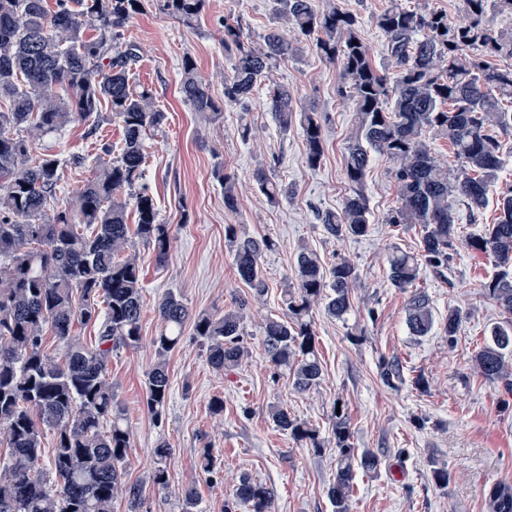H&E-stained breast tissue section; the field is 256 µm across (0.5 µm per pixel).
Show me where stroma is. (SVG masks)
Masks as SVG:
<instances>
[{"label": "stroma", "instance_id": "1", "mask_svg": "<svg viewBox=\"0 0 512 512\" xmlns=\"http://www.w3.org/2000/svg\"><path fill=\"white\" fill-rule=\"evenodd\" d=\"M355 14L360 36L375 65L388 71L385 39L375 17L389 0H318ZM241 24L249 45L261 43L266 30L279 24L277 0H206L197 19L186 22L165 8V0H147L143 11L123 28L124 42L137 46L140 61L132 79L150 91L164 114L145 139L146 160L139 181L158 207V220L169 227L171 251L158 261L141 240H133L141 268L143 312L137 347L114 351L107 376L124 407L131 434L125 481L142 487V512H182L181 491L193 486L196 512H224L241 474L274 491L272 512H333L326 495L336 472L332 451L315 452L273 423L272 407L332 437L334 404L343 402L355 448L382 457L377 472L357 473L350 512H484L483 491L496 482L512 483V394L482 379L473 356L489 328L499 322L493 301L482 285L497 271L492 260L465 244L495 218L498 193L512 187V152L505 155L489 204L481 214L458 209V236L444 275L422 268L416 283L430 299L435 325L425 336L407 325L408 292L388 279L393 248L421 253V230L391 224L399 204L393 162L373 155L362 191L370 210L367 236L335 238L319 214L339 210L352 188L344 158L355 126L353 103L340 92L339 66L321 59L311 45L298 57L270 69L255 86L247 106L224 108L221 115L195 111L180 92L182 61L192 57L200 78L216 101L224 99V79L234 63L224 49L225 22ZM285 85L297 106L315 107L323 117L325 157L321 167L305 166L300 126L282 128L268 107L272 87ZM249 137H242V129ZM121 120L105 113L96 132L77 121L43 137L35 151L63 159L60 200L77 194L92 175L101 144L120 146ZM86 156L84 167L68 166L70 155ZM286 187L270 202L258 189L257 170ZM234 177L238 207L224 206L218 173ZM238 234L273 240L260 265L265 295L251 301V289L237 274L225 225ZM317 254L324 267L341 261L355 266L358 279L345 319L312 308L316 348L323 380L316 389L296 391L288 372L270 364L261 343L266 319L283 316L284 295L296 284L300 250ZM174 292L193 313L223 314L236 300L250 299L243 327L249 354L236 368H211L192 328L167 355L171 389L162 421L146 404L148 373L157 360L153 340L161 330L157 306ZM465 317L456 342L439 327L450 309ZM398 359L404 381L390 389L378 376L383 359ZM224 400V412L212 414L213 398ZM168 442V489L146 477L153 450ZM211 449L215 469H198L202 449ZM447 468L448 485H438L433 471Z\"/></svg>", "mask_w": 512, "mask_h": 512}]
</instances>
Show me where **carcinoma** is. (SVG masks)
Returning a JSON list of instances; mask_svg holds the SVG:
<instances>
[{
	"instance_id": "carcinoma-1",
	"label": "carcinoma",
	"mask_w": 512,
	"mask_h": 512,
	"mask_svg": "<svg viewBox=\"0 0 512 512\" xmlns=\"http://www.w3.org/2000/svg\"><path fill=\"white\" fill-rule=\"evenodd\" d=\"M280 15L290 28L312 40L316 53L340 67L341 88L355 106L356 134L347 148L345 175L352 194L336 212L321 215L325 231L335 237L368 234L370 212L360 189L371 153L395 163L399 206L390 224H416L426 264L441 273L448 267L456 240L457 206L480 213L488 187L499 178L503 146L495 130L512 129V67L493 65V57L512 58V29L498 28L493 15L512 16V0H463V20L425 8L407 10L395 3L376 16L392 78L373 64L357 17L337 7L319 9L317 0H280ZM204 0H167L172 14L197 18ZM144 8V0H0V446L8 463L0 470V512H112L116 494L125 493L127 512H140L142 489L124 484L130 431L116 400L107 366L118 348H134L141 335L143 290L138 258L127 253L131 236L150 246L159 261L167 259L170 234L158 221L153 198L135 189L145 164L147 130L163 113L152 94L131 83L138 48L122 43V28ZM236 50V63L224 78V106L246 105L258 80L299 48L274 26L255 49L243 39L240 25L224 24V49ZM180 92L197 112L220 114L209 87L196 72L193 58L182 63ZM268 105L283 129L300 124L305 139L303 163L316 168L325 155L323 118L315 110L297 111L288 87L272 89ZM115 113L124 138L114 161L96 166L93 176L69 202L55 204L61 161L34 154L45 133L75 120L94 133L101 112ZM435 132L448 140L460 166L453 170L432 156L425 137ZM224 207L237 205L236 183L223 173ZM259 190L271 201L284 193L262 172ZM135 212L136 222L128 223ZM234 247L239 277L259 298L266 283L259 265L271 249L270 239L241 237L224 228ZM470 250L488 255L498 271L482 285L499 307L502 321L490 329L475 354L474 368L491 384L512 393V188L500 193L496 217L483 232L466 239ZM420 277L413 256L395 250L389 278L407 290ZM355 267L346 261L331 271L306 249L296 258V292L285 294L284 317L263 326L262 345L275 368L285 367L301 392L317 388L323 371L309 318L312 305L324 301L330 316L341 318L351 307ZM248 299L217 316L191 314L179 296L164 295L158 304L162 330L154 340L158 361L148 374L147 407L162 420L170 390L165 356L183 338L187 322L206 347L210 366L220 372L238 366L244 346L243 314ZM458 309L442 322L448 344L462 323ZM98 326V344L87 346L74 336L76 322ZM407 324L426 336L434 320L426 293L408 298ZM50 328L63 353L57 361L45 352ZM378 373L394 388L402 383L400 364L383 359ZM272 420L296 440H309L321 451L315 432L285 408ZM332 451L336 476L327 488L334 512H349L356 471H374L378 453L353 448L345 413L335 415ZM56 442L48 470H43L44 429ZM170 445L154 449L148 479L169 486ZM273 490L251 476L240 477L224 512H271ZM485 512H512V484L498 482L484 492Z\"/></svg>"
}]
</instances>
